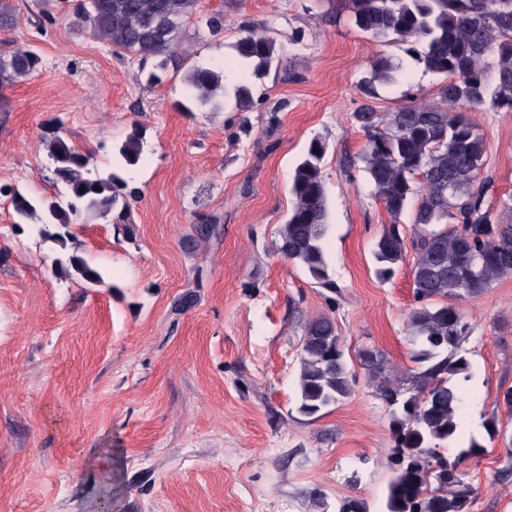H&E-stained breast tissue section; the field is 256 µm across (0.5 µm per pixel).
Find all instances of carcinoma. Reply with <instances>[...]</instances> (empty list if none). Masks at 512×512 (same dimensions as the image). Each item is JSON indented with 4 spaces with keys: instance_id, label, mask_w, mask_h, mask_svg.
<instances>
[{
    "instance_id": "1",
    "label": "carcinoma",
    "mask_w": 512,
    "mask_h": 512,
    "mask_svg": "<svg viewBox=\"0 0 512 512\" xmlns=\"http://www.w3.org/2000/svg\"><path fill=\"white\" fill-rule=\"evenodd\" d=\"M199 2L76 0L72 26L90 29L117 54L130 53L142 63L153 59L163 70L177 53L180 29L197 17ZM349 9L360 31L406 45V54L425 71L444 77L436 102H413L385 114L365 103L352 114L367 137L360 160L391 216L375 245L376 276L390 279L395 265L413 253L412 283L419 303L409 317L418 372L392 378L381 356L360 355L361 368L377 382V396L390 409L396 440L385 512H470L476 489L467 481V468L487 449L472 438L454 459L443 453L458 441V380L470 372L463 348L468 324L454 301L479 296L496 278L512 274V216L505 217L502 207L488 199L490 182L478 181L485 142L466 111L512 112V0H349ZM15 25V8L0 0V32ZM223 29L224 14L215 13L197 25L194 35L208 43ZM232 48L257 76L282 62L266 23L245 29ZM40 65L35 50L3 42L0 86L30 76ZM396 68L392 59L376 57L359 80V91L375 97L376 83ZM185 81L202 105L221 95L241 112L254 105L250 86L224 84L223 71L214 66H193ZM46 148L62 188L39 202L0 188V195L10 197L14 227L31 224L43 240L62 243L68 228L91 212L111 219L117 233L131 237L122 172L142 160L139 129L132 128L117 147V169L106 174L95 170L91 152L70 144L57 127ZM327 150L326 141L314 137L296 164L289 185L292 206L275 254L304 267L315 284L335 293L338 285L324 251L330 228L322 170ZM407 211L413 226L409 238L400 223ZM218 230L215 217L200 216L183 245L194 249ZM52 270L88 288L104 283L99 268L78 252L55 258ZM297 363L301 415L316 419L351 395L357 375L334 317L322 314L306 324Z\"/></svg>"
}]
</instances>
